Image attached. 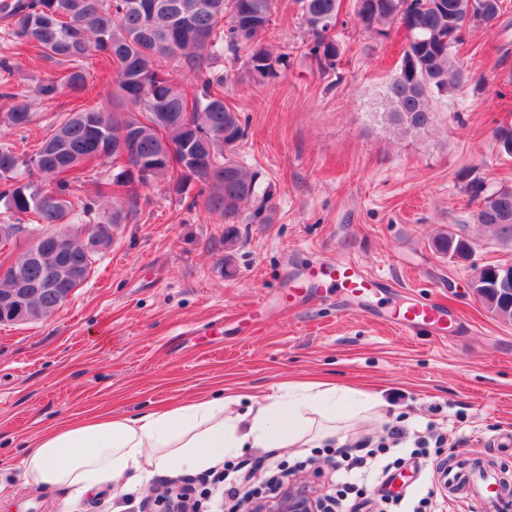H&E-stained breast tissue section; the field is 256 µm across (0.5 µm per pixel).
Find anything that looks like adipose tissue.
I'll list each match as a JSON object with an SVG mask.
<instances>
[{"label":"adipose tissue","mask_w":512,"mask_h":512,"mask_svg":"<svg viewBox=\"0 0 512 512\" xmlns=\"http://www.w3.org/2000/svg\"><path fill=\"white\" fill-rule=\"evenodd\" d=\"M362 393L328 382L281 385L274 396H197L133 417H98L44 432L23 460L28 483L73 495L147 481L168 470L206 472L246 448H322L358 415Z\"/></svg>","instance_id":"adipose-tissue-1"}]
</instances>
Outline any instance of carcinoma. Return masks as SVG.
<instances>
[{"label":"carcinoma","mask_w":512,"mask_h":512,"mask_svg":"<svg viewBox=\"0 0 512 512\" xmlns=\"http://www.w3.org/2000/svg\"><path fill=\"white\" fill-rule=\"evenodd\" d=\"M301 19L312 35L305 55L323 72L336 69L342 50L333 28L325 20H338L341 0H299ZM277 11V0H4L0 16L10 34L63 64L57 75L39 85L35 94L52 96L64 87L76 94L93 89L88 84L84 59L95 52L112 70L108 74L128 104L144 119H127L120 112L79 106L42 139L30 155L12 145L0 144V201L6 215L0 218V248L17 242L25 227L13 221L30 214L37 224L36 243L20 250L11 267L42 288L48 274L63 262L75 276L55 281V293L42 296L28 320L50 316L70 293L89 277L97 257L112 246V233L123 220L121 206L102 210L100 199L112 202V188L133 202L138 189L165 180L178 195L190 185L199 186L208 210L232 225L243 207L254 204L250 221L272 222L268 193L261 188L258 171L234 156L245 136L238 112L224 102L223 81H213L209 59L224 46L247 51L245 70L251 81L264 85L278 74L282 57L262 42L267 25ZM504 13L503 0H355L354 21L366 32L388 35L396 24L407 33V43L395 74L386 86L387 112L383 120L399 136H418L434 122L431 99L459 90L465 74L454 62V52L473 28L491 29ZM187 58L198 73L193 95L178 85L167 63ZM7 113L17 129L33 121L30 103L12 96ZM135 150L143 161V174L120 172L96 199L81 202V211L69 199L81 183L84 170L108 159L123 167L126 161L112 152V142L131 126ZM193 162H185V157ZM44 184L27 180L32 169ZM478 199L477 224L490 228L497 240L512 246V187L487 190L478 182L465 186ZM62 234L58 242L42 244V237ZM439 254L465 261L472 246L465 237L443 231L431 240ZM499 264L474 268L482 288L480 300L494 317L512 322L509 305L495 300L487 287Z\"/></svg>","instance_id":"1"}]
</instances>
